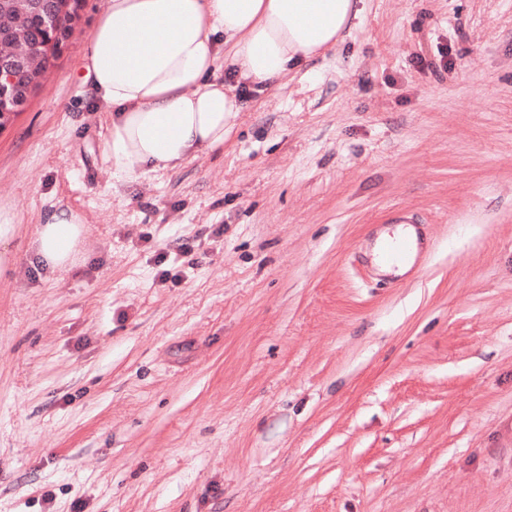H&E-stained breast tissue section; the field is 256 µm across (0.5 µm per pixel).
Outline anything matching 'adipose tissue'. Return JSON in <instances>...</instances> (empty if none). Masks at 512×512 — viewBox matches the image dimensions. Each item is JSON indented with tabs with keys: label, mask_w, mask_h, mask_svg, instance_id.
<instances>
[{
	"label": "adipose tissue",
	"mask_w": 512,
	"mask_h": 512,
	"mask_svg": "<svg viewBox=\"0 0 512 512\" xmlns=\"http://www.w3.org/2000/svg\"><path fill=\"white\" fill-rule=\"evenodd\" d=\"M353 0H109L84 53V79L112 111L114 168L138 176L222 147L241 109L232 87L209 82L228 58L241 77L274 82L291 61L334 46ZM223 35L225 53L213 45ZM83 226L73 212L37 227L48 267L74 265Z\"/></svg>",
	"instance_id": "ef3b65f1"
}]
</instances>
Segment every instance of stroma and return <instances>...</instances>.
Returning <instances> with one entry per match:
<instances>
[{
	"label": "stroma",
	"mask_w": 512,
	"mask_h": 512,
	"mask_svg": "<svg viewBox=\"0 0 512 512\" xmlns=\"http://www.w3.org/2000/svg\"><path fill=\"white\" fill-rule=\"evenodd\" d=\"M354 2L273 85L216 70L231 137L134 179L85 0L0 128V512H512V0ZM398 209L431 256L386 288L360 257ZM83 232L79 217L72 211L54 212L36 229L37 255L52 270H66L75 263ZM15 225L10 223L9 219L2 218L0 215V270L1 267L7 268L14 262V254L10 248V243L15 235Z\"/></svg>",
	"instance_id": "stroma-1"
}]
</instances>
